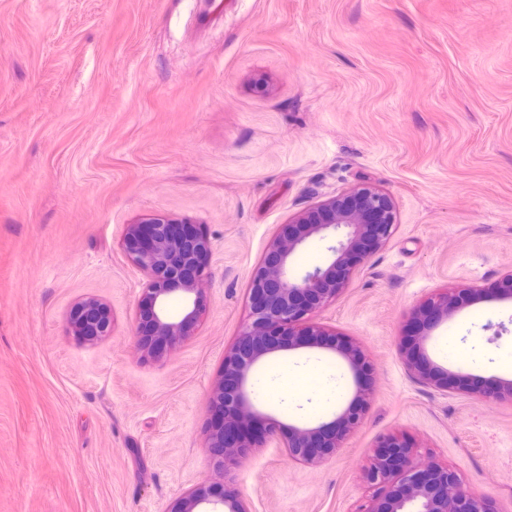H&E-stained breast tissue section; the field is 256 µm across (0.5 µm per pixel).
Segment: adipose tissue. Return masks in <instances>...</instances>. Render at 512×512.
Wrapping results in <instances>:
<instances>
[{
  "instance_id": "adipose-tissue-1",
  "label": "adipose tissue",
  "mask_w": 512,
  "mask_h": 512,
  "mask_svg": "<svg viewBox=\"0 0 512 512\" xmlns=\"http://www.w3.org/2000/svg\"><path fill=\"white\" fill-rule=\"evenodd\" d=\"M252 381L256 401L284 415L307 408L324 413L343 392L335 364L310 353L269 356L256 367Z\"/></svg>"
}]
</instances>
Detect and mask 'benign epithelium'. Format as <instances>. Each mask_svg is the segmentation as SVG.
<instances>
[{
    "mask_svg": "<svg viewBox=\"0 0 512 512\" xmlns=\"http://www.w3.org/2000/svg\"><path fill=\"white\" fill-rule=\"evenodd\" d=\"M396 212L388 194L358 186L321 201L282 225L253 269L247 297L248 323L224 352V372L213 389L206 447L213 466L229 469L241 463L243 449L277 437L294 461L318 464L340 447L359 423L372 387L373 366L360 347L312 321L314 313L346 286L392 235ZM315 241L325 244V263L308 270L297 258ZM124 250L146 276L137 305L135 335L147 356L159 359L192 335L205 311L209 239L199 226L154 216L129 226ZM488 296L512 298V272L491 288H454L415 307L402 334L399 353L422 383L446 392L470 391L485 398L512 397V381L489 380L473 387L477 377L436 364L426 350L431 332L457 311ZM73 334L86 342L109 336L112 316L95 300L75 305ZM322 350L342 358L351 373L354 393L329 420L285 425L251 399L253 367L281 351ZM365 479L375 489L361 512H492L489 502L461 486L456 472L436 463H421L409 440L383 437L373 448ZM171 512H248L242 499L224 482L200 484L178 499Z\"/></svg>",
    "mask_w": 512,
    "mask_h": 512,
    "instance_id": "1",
    "label": "benign epithelium"
}]
</instances>
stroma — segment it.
Wrapping results in <instances>:
<instances>
[{
    "instance_id": "35a3bbf8",
    "label": "stroma",
    "mask_w": 512,
    "mask_h": 512,
    "mask_svg": "<svg viewBox=\"0 0 512 512\" xmlns=\"http://www.w3.org/2000/svg\"><path fill=\"white\" fill-rule=\"evenodd\" d=\"M357 186L397 226L313 319L373 364L367 411L322 463L277 439L221 477L248 512H359L398 433L512 512V398L422 384L398 352L417 305L512 271V0H0V512H169L219 477L211 396L250 272ZM155 215L211 242L207 310L158 360L123 249ZM86 299L112 314L96 342L70 325ZM436 333L480 340L468 371L502 377L512 300Z\"/></svg>"
}]
</instances>
